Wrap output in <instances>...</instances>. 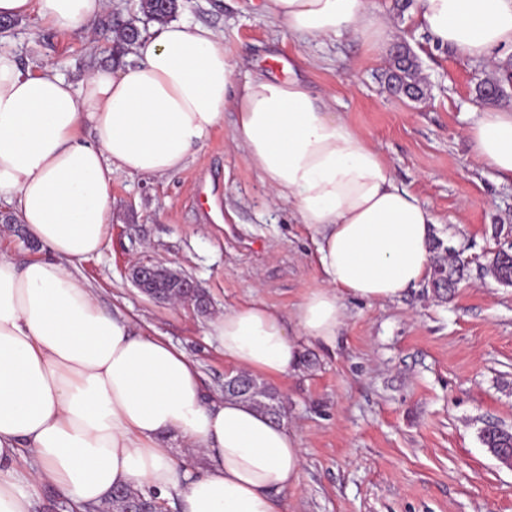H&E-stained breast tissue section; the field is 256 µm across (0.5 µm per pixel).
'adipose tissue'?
<instances>
[{"mask_svg":"<svg viewBox=\"0 0 512 512\" xmlns=\"http://www.w3.org/2000/svg\"><path fill=\"white\" fill-rule=\"evenodd\" d=\"M108 0H0V16L37 15L90 33ZM297 39L394 42L373 0H261ZM433 46L471 60L512 48V0H414ZM132 64L80 84L24 71L0 49V199L41 254L0 251V512H32L45 487L74 512L113 488L179 498L182 512H277L299 485L302 438L238 399L206 397L196 362L161 333L103 307L75 273L101 252L117 173L186 168L232 111V140L273 199L317 241L321 284L292 318L252 301L208 323L224 357L275 380L300 372L306 345L334 346L346 302L399 298L429 277L432 209L397 184L374 145L302 78L237 83L210 26L172 21L133 46ZM473 155L512 179V110H480ZM184 442L175 457L163 437Z\"/></svg>","mask_w":512,"mask_h":512,"instance_id":"ef3b65f1","label":"adipose tissue"}]
</instances>
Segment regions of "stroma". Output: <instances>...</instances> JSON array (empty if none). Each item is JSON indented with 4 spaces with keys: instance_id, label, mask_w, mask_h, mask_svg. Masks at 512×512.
I'll return each mask as SVG.
<instances>
[{
    "instance_id": "obj_1",
    "label": "stroma",
    "mask_w": 512,
    "mask_h": 512,
    "mask_svg": "<svg viewBox=\"0 0 512 512\" xmlns=\"http://www.w3.org/2000/svg\"><path fill=\"white\" fill-rule=\"evenodd\" d=\"M184 3L181 18L223 33L238 81L296 75L333 100L397 183L435 212L433 236L468 260L448 299L423 283L392 301H347L335 348L307 346L312 365L276 382L304 448L300 485L279 497L278 512H512V468L480 440L488 424L512 430V287L485 270L512 247V181L482 168L467 139L483 105L476 87L489 71L431 47L410 16H397L427 94L396 97L383 78L387 55L348 39L297 40L255 0ZM110 36L100 28L90 41L31 15L0 34V47L30 72L50 64L77 83L100 66ZM224 121L181 172L113 177L105 245L77 270L103 305H119L183 348L213 395L235 368L207 334L211 318L251 300L292 314L320 281L310 234L290 206L271 200L235 147L232 112ZM201 181L213 199L206 213L196 206ZM147 261L193 279L208 311L142 294L129 271Z\"/></svg>"
}]
</instances>
